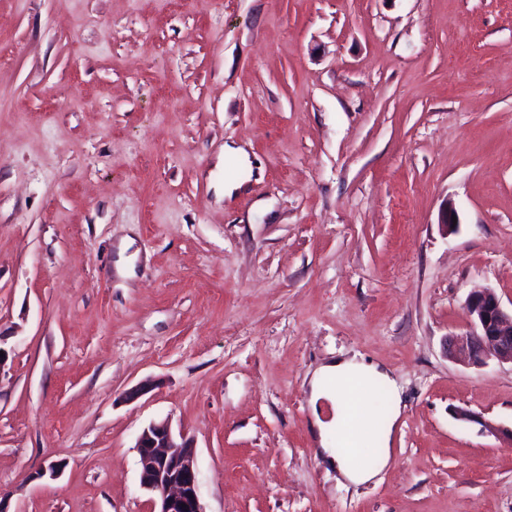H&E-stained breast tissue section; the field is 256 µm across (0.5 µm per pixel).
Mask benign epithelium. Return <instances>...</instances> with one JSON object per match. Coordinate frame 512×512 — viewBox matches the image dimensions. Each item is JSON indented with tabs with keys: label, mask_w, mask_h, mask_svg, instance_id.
<instances>
[{
	"label": "benign epithelium",
	"mask_w": 512,
	"mask_h": 512,
	"mask_svg": "<svg viewBox=\"0 0 512 512\" xmlns=\"http://www.w3.org/2000/svg\"><path fill=\"white\" fill-rule=\"evenodd\" d=\"M471 329L462 337L448 340V355L481 366L490 357L512 364V310L503 307L490 288L471 291L465 301ZM462 420L475 422L481 430L512 442V429L505 430L469 411ZM140 485L155 494L156 512H206L198 491L196 447L182 435L175 439L168 422L152 423L137 439Z\"/></svg>",
	"instance_id": "7a95c632"
}]
</instances>
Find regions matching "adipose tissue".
I'll list each match as a JSON object with an SVG mask.
<instances>
[{
    "mask_svg": "<svg viewBox=\"0 0 512 512\" xmlns=\"http://www.w3.org/2000/svg\"><path fill=\"white\" fill-rule=\"evenodd\" d=\"M389 373L377 365L354 358L338 359L321 366L311 382L310 405L314 424L320 438V446L330 462L352 483L362 484L373 480L390 461L388 439L377 444V462H367L360 449L366 428L384 423L393 429L398 414L380 415L365 399L369 390L391 385ZM331 406V416H324V406ZM352 432V450L340 455L331 447L328 438L332 433L344 430Z\"/></svg>",
    "mask_w": 512,
    "mask_h": 512,
    "instance_id": "adipose-tissue-1",
    "label": "adipose tissue"
}]
</instances>
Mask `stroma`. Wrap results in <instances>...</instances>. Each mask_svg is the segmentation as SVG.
<instances>
[{"mask_svg": "<svg viewBox=\"0 0 512 512\" xmlns=\"http://www.w3.org/2000/svg\"><path fill=\"white\" fill-rule=\"evenodd\" d=\"M477 286L512 305V0H0L5 512H152L164 420L206 512H512L454 415L512 427V365L445 350ZM353 355L403 399L361 485L308 404Z\"/></svg>", "mask_w": 512, "mask_h": 512, "instance_id": "stroma-1", "label": "stroma"}]
</instances>
